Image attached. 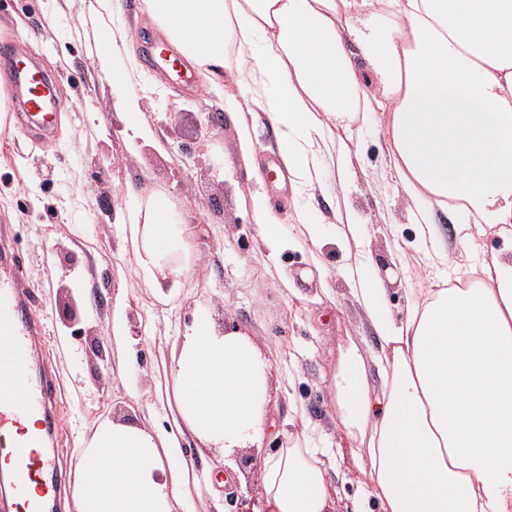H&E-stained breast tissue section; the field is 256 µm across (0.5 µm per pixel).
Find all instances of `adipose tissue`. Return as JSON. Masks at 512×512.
I'll list each match as a JSON object with an SVG mask.
<instances>
[{
    "mask_svg": "<svg viewBox=\"0 0 512 512\" xmlns=\"http://www.w3.org/2000/svg\"><path fill=\"white\" fill-rule=\"evenodd\" d=\"M114 29L97 50L128 147L147 139L129 82L122 0H96ZM151 26L230 113L262 112L292 185L319 184L336 133L360 138L377 117L389 169L409 195L419 233L437 213L476 227L512 224V0H146ZM121 217L132 267L154 294L192 273L198 232L166 194L131 193ZM268 260L284 247L279 216L251 197ZM355 294L380 346L384 387L372 397L357 344L331 391L338 418L367 440L357 466L371 491L358 512H512V233L466 287L428 291L406 318L386 284L359 271ZM169 428L98 421L78 463L76 512H175L195 471L179 451L193 436L225 453L267 426L264 363L254 344L197 311L169 363ZM326 449L304 437L262 456L258 483L272 512H329Z\"/></svg>",
    "mask_w": 512,
    "mask_h": 512,
    "instance_id": "1",
    "label": "adipose tissue"
}]
</instances>
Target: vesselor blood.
<instances>
[{"instance_id":"obj_1","label":"vessel or blood","mask_w":512,"mask_h":512,"mask_svg":"<svg viewBox=\"0 0 512 512\" xmlns=\"http://www.w3.org/2000/svg\"><path fill=\"white\" fill-rule=\"evenodd\" d=\"M11 87L24 91L28 113L46 116L52 110V94L39 81L21 52L10 60ZM39 297L25 282V262L10 247L0 249V435L11 434L12 445L0 448V475L12 481L10 512H45V506L61 492L55 481L57 462L53 456H38L37 445L58 431L60 405L58 383L49 364L40 358L38 338L43 330L34 315ZM37 419V432L21 431L22 421ZM38 480L41 495L27 494L28 479Z\"/></svg>"}]
</instances>
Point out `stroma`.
Returning a JSON list of instances; mask_svg holds the SVG:
<instances>
[{
	"label": "stroma",
	"instance_id": "stroma-1",
	"mask_svg": "<svg viewBox=\"0 0 512 512\" xmlns=\"http://www.w3.org/2000/svg\"><path fill=\"white\" fill-rule=\"evenodd\" d=\"M134 52L131 89L141 98L144 122L153 136L136 152L125 148L112 89L97 69L96 47L111 37L95 0H0V34L22 42L30 60L56 90V123L50 131L28 124L18 104L0 133V225L12 227L11 247L21 251L31 287L43 294L37 313L43 343L62 381L60 429L49 451L58 452L66 485L59 512H75L77 453L89 440L98 415L137 424L164 423L174 387L164 366L174 342L198 306H206L217 328L240 329L267 365L268 410L276 421L258 447L225 456L193 438L181 443L197 464L198 480L177 512H271L252 484L261 452L284 446L308 418L317 446L331 448L333 512H355L366 488L358 482L361 441L349 437L333 411L330 385L342 353L356 343L365 358L372 395L382 378L374 358L377 343L352 290L361 264L391 269L388 285L397 315L421 300L426 289L445 288L449 271L464 272L491 260L501 246L497 230L478 235L474 246L457 243V227L436 225L453 266L419 262L418 226L401 185L387 172V146L368 126L358 144L363 158L348 191L335 170L323 189L296 192L291 183H264L268 204L291 241L277 262L255 242L250 205L255 187L244 165L237 123L258 145L257 160L269 168L275 135L263 120L244 112L206 129L210 112H223L222 90L195 79L184 84L148 62L158 31L145 23L143 0H123ZM187 144L192 154L180 152ZM113 169L100 174L99 163ZM165 190L200 225L201 253L180 293L159 298L134 275L132 245L115 215L125 210L126 184ZM323 221L331 245L315 248L296 210ZM365 221L361 237L350 238L343 214ZM124 298L129 350L110 342L112 312ZM135 365L122 373L127 351Z\"/></svg>",
	"mask_w": 512,
	"mask_h": 512
}]
</instances>
